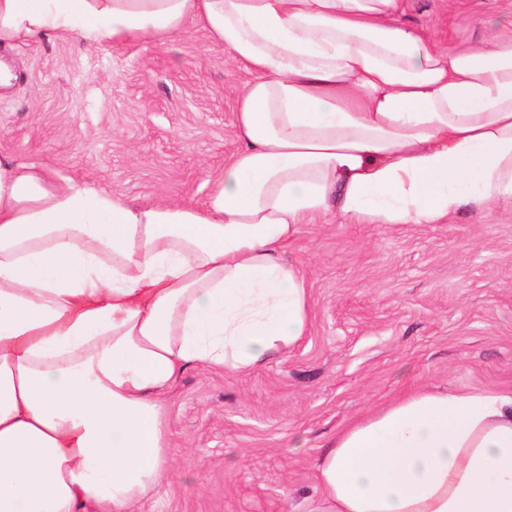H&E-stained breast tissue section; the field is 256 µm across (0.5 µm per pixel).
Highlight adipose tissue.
<instances>
[{
	"mask_svg": "<svg viewBox=\"0 0 512 512\" xmlns=\"http://www.w3.org/2000/svg\"><path fill=\"white\" fill-rule=\"evenodd\" d=\"M400 0H0V45L149 42L193 21L244 66L206 201L134 205L0 156V512H136L174 472L165 396L309 326L304 225L436 224L512 198V22L450 51ZM318 512H512V390L339 431Z\"/></svg>",
	"mask_w": 512,
	"mask_h": 512,
	"instance_id": "ef3b65f1",
	"label": "adipose tissue"
}]
</instances>
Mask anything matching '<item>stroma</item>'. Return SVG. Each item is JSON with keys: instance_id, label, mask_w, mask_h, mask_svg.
<instances>
[{"instance_id": "obj_1", "label": "stroma", "mask_w": 512, "mask_h": 512, "mask_svg": "<svg viewBox=\"0 0 512 512\" xmlns=\"http://www.w3.org/2000/svg\"><path fill=\"white\" fill-rule=\"evenodd\" d=\"M512 0H402L401 20L456 51ZM0 155L150 204L203 203L239 140L247 80L187 22L162 42L41 37L3 48ZM305 336L264 368H192L163 404L174 481L138 512H315L337 431L404 395L512 388V202L439 224L306 225Z\"/></svg>"}]
</instances>
